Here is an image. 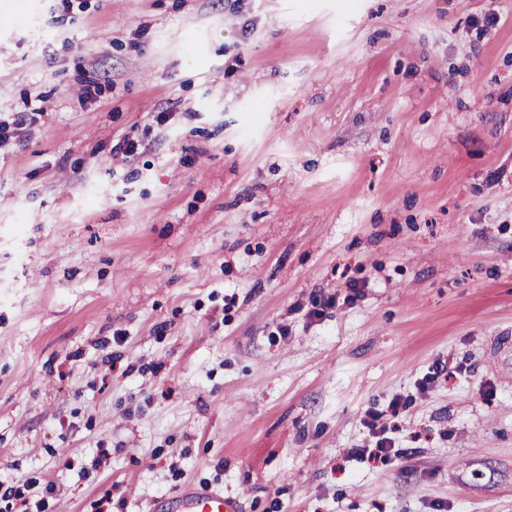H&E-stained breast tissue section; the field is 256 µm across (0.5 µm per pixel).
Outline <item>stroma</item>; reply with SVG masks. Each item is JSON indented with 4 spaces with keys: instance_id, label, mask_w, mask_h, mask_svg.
<instances>
[{
    "instance_id": "1",
    "label": "stroma",
    "mask_w": 512,
    "mask_h": 512,
    "mask_svg": "<svg viewBox=\"0 0 512 512\" xmlns=\"http://www.w3.org/2000/svg\"><path fill=\"white\" fill-rule=\"evenodd\" d=\"M28 111L0 512H512V0H0ZM182 511L179 512H241L236 498L224 496V492L205 488H186L180 496Z\"/></svg>"
}]
</instances>
